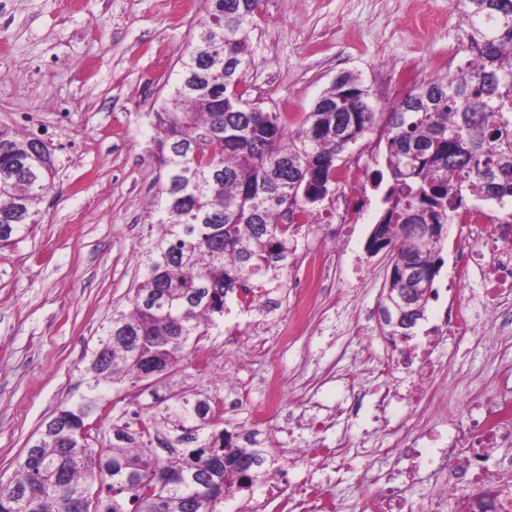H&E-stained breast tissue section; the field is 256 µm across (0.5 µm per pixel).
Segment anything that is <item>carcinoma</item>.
I'll return each mask as SVG.
<instances>
[{
  "label": "carcinoma",
  "mask_w": 512,
  "mask_h": 512,
  "mask_svg": "<svg viewBox=\"0 0 512 512\" xmlns=\"http://www.w3.org/2000/svg\"><path fill=\"white\" fill-rule=\"evenodd\" d=\"M476 56L458 72L424 82L392 103L385 121L386 171L373 174L383 212L368 252H389L388 288L420 292L407 323L382 324L410 336L424 319L444 264L448 225L467 196L500 208L512 203V0H451ZM260 0H205L191 49L171 97L148 113L153 144L167 170L160 192L159 236L140 251L142 281L125 310H115L88 372L89 396L61 405L0 481V512H224V493L252 482L258 449L207 437L206 399L174 395L130 424H114L107 448L91 447V418L102 392L151 366L159 380L188 358L203 327L228 313V293L256 277L279 279L295 251L301 218L322 214L336 192V160L376 125L370 92L347 72L290 132L278 112L249 103L250 35ZM54 154L39 137L0 126V249L40 223L38 205L52 188ZM138 337L131 344L123 331ZM182 432L163 457L142 438Z\"/></svg>",
  "instance_id": "carcinoma-1"
}]
</instances>
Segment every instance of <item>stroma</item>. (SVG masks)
<instances>
[{
    "label": "stroma",
    "instance_id": "obj_1",
    "mask_svg": "<svg viewBox=\"0 0 512 512\" xmlns=\"http://www.w3.org/2000/svg\"><path fill=\"white\" fill-rule=\"evenodd\" d=\"M204 6L193 0L186 12L173 0H0V125L40 136L58 160L40 223L0 249L2 479L13 476L29 439L60 404L87 395L103 328L140 280L139 251L158 231L153 205L166 175L147 114L172 91ZM251 51V99L290 114L297 126L342 73L360 75L383 104L396 93L394 71H412L419 84L436 77L433 60L453 71L471 55L450 0H262ZM382 159L365 160L352 231L337 242L315 238L314 248L341 251L342 264L287 336L241 359L213 330L193 347L208 355L214 374L190 362L156 382L128 379L104 390L112 416L101 425L100 445H109L113 419L127 416L129 393L150 410L163 394L223 395L225 377L236 376L246 391L229 416L233 424L263 410L275 383L288 408L307 396L324 405L345 397L342 379L361 369L363 350L389 349L379 325L363 335L351 326L360 310L377 307L385 283L386 253L366 250L380 216L372 176ZM462 230L448 227L434 283L439 296L414 328L415 342L425 344L448 304L467 307L478 291L454 280L453 241ZM301 260L289 256L280 284H267L268 299L256 302L259 329L275 327L292 303ZM426 356L444 366L447 399L457 408L481 397L512 362V350H498L484 335L443 337Z\"/></svg>",
    "mask_w": 512,
    "mask_h": 512
}]
</instances>
